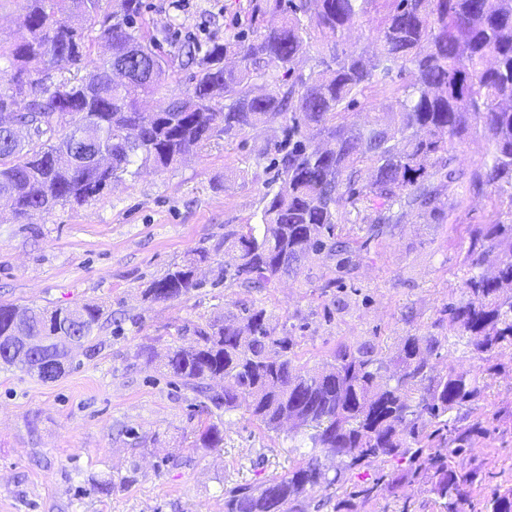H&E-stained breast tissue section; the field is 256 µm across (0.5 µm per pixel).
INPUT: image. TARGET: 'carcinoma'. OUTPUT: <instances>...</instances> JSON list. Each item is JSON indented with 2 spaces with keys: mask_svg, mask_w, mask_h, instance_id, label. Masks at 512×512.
Returning <instances> with one entry per match:
<instances>
[{
  "mask_svg": "<svg viewBox=\"0 0 512 512\" xmlns=\"http://www.w3.org/2000/svg\"><path fill=\"white\" fill-rule=\"evenodd\" d=\"M100 2L23 0L24 32L0 38V62L9 67L0 72V200L26 224L80 205L143 167L181 165L223 135L278 119L288 121L278 190L264 196L261 223L224 232V249L243 259L224 268V278L247 287H268L312 253H348L351 242L335 231L352 209L370 211V237L383 235L398 209L426 210L434 176L465 178L468 188L495 196L492 225L471 231L464 297L448 304L436 331L403 337L389 360L369 341L341 343L332 362L309 369L299 363L296 337L262 305L196 324L190 345L169 349L164 366L183 386L224 380L222 391L207 395L214 408L228 413L244 402L268 432L285 415L295 419L288 471L224 489V512H310L309 495L320 486L329 490L319 504L327 512H371L383 493L421 480L430 485L431 512H512V485H494L492 473L464 463L472 443L490 434L474 411L496 366L438 377L427 365L450 335L466 337L470 352L486 361L512 348V0H388L368 58L345 33L375 0H257V15L281 22L202 55L185 46L190 88L161 112L137 107L165 90L170 69L139 32L142 0H112V15L98 25ZM309 28L325 39L329 56L318 72L296 75L292 64ZM101 42L112 54L79 74ZM229 53L238 67L224 66ZM62 62L73 74L49 79ZM406 71L413 81L396 104L373 106L361 126L346 122V109L372 83ZM256 79L266 84L258 96ZM6 114L33 129L25 142L14 139ZM473 130L493 150L465 175L452 167L448 145ZM87 139L112 155L110 167L101 171L83 155ZM364 168L371 177L361 186ZM207 260V252L194 253L152 280L144 296L188 298L202 286L197 268ZM486 266L494 275L483 273ZM103 317L95 304L1 303L0 362L26 368L3 340L19 321L53 348L65 326L93 351ZM223 441L215 423L198 430L205 448ZM329 456L339 461L333 473L322 462Z\"/></svg>",
  "mask_w": 512,
  "mask_h": 512,
  "instance_id": "obj_1",
  "label": "carcinoma"
}]
</instances>
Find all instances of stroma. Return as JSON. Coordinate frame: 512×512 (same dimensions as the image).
I'll list each match as a JSON object with an SVG mask.
<instances>
[{"mask_svg":"<svg viewBox=\"0 0 512 512\" xmlns=\"http://www.w3.org/2000/svg\"><path fill=\"white\" fill-rule=\"evenodd\" d=\"M143 3L144 25L176 73L173 94L189 87L183 45L226 43L279 22L253 19L254 0ZM285 143V121L267 122L31 224L0 210V302L96 303L106 316L96 350L76 351L56 381L0 364V512H224L226 488L282 475L295 454L287 428L264 431L243 406L207 410L203 393L161 366L170 345L192 342L193 324L265 305L294 330L308 367L320 368L343 342L370 340L395 355L404 336L433 330L461 297L469 232L489 222L493 196L443 178L433 182L435 214L402 209L382 237L368 238L362 213L351 211L336 231L355 241L344 269L313 254L261 290L217 279L224 231L259 223ZM198 250L211 256L202 288L174 302L145 299L150 281ZM492 361L498 371L479 409L492 433L466 458L503 483L512 480V352ZM206 421L223 425V446L196 445Z\"/></svg>","mask_w":512,"mask_h":512,"instance_id":"35a3bbf8","label":"stroma"}]
</instances>
